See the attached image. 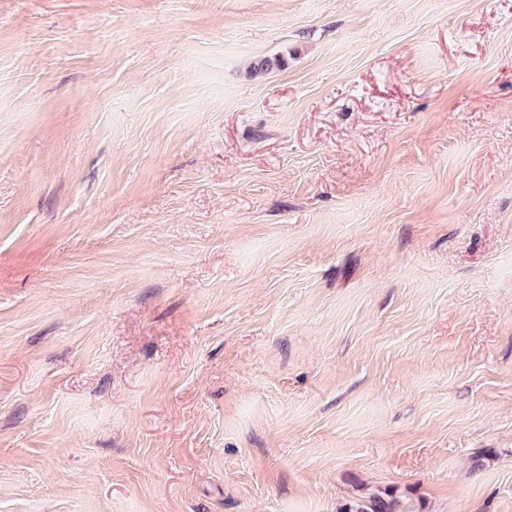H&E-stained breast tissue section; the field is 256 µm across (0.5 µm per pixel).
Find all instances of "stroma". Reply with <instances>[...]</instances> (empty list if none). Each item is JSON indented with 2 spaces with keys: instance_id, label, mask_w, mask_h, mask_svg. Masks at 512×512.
<instances>
[{
  "instance_id": "35a3bbf8",
  "label": "stroma",
  "mask_w": 512,
  "mask_h": 512,
  "mask_svg": "<svg viewBox=\"0 0 512 512\" xmlns=\"http://www.w3.org/2000/svg\"><path fill=\"white\" fill-rule=\"evenodd\" d=\"M384 489L512 512V0H0V512Z\"/></svg>"
}]
</instances>
